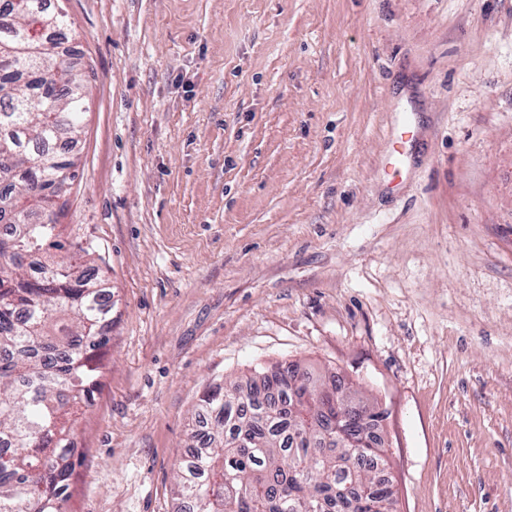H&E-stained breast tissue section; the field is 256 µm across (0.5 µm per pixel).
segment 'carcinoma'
Masks as SVG:
<instances>
[{
    "mask_svg": "<svg viewBox=\"0 0 512 512\" xmlns=\"http://www.w3.org/2000/svg\"><path fill=\"white\" fill-rule=\"evenodd\" d=\"M16 2L0 11V512H63L112 296L82 269L92 244L58 231L52 184L76 177L58 143L78 135L88 95L67 14ZM33 32L50 50L25 48ZM346 390L299 362L211 387L174 463L179 512H396L385 415L336 407ZM338 423L361 447H337Z\"/></svg>",
    "mask_w": 512,
    "mask_h": 512,
    "instance_id": "cac0c4a2",
    "label": "carcinoma"
}]
</instances>
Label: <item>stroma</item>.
Segmentation results:
<instances>
[{
    "label": "stroma",
    "instance_id": "stroma-1",
    "mask_svg": "<svg viewBox=\"0 0 512 512\" xmlns=\"http://www.w3.org/2000/svg\"><path fill=\"white\" fill-rule=\"evenodd\" d=\"M59 3L112 292L66 512H177L202 392L292 361L385 410L397 512H512V0Z\"/></svg>",
    "mask_w": 512,
    "mask_h": 512
}]
</instances>
